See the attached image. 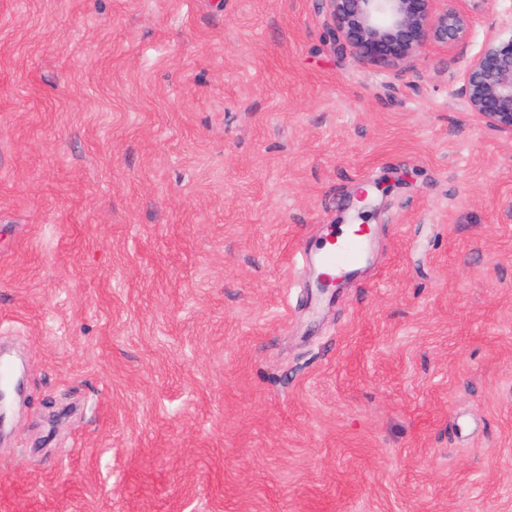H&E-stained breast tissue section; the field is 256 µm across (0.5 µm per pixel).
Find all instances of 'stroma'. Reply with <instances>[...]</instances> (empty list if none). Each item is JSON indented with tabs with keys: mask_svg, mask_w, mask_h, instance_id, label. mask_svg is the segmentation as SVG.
I'll return each mask as SVG.
<instances>
[{
	"mask_svg": "<svg viewBox=\"0 0 512 512\" xmlns=\"http://www.w3.org/2000/svg\"><path fill=\"white\" fill-rule=\"evenodd\" d=\"M471 16L387 68L320 0H0V512H512V135L459 93L512 0ZM364 227V228H363ZM348 234L330 229L325 245L317 252L315 262L327 276L339 278L361 266L369 226L365 225Z\"/></svg>",
	"mask_w": 512,
	"mask_h": 512,
	"instance_id": "stroma-1",
	"label": "stroma"
}]
</instances>
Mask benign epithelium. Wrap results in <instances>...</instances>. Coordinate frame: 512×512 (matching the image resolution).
<instances>
[{
  "mask_svg": "<svg viewBox=\"0 0 512 512\" xmlns=\"http://www.w3.org/2000/svg\"><path fill=\"white\" fill-rule=\"evenodd\" d=\"M329 32L358 61L394 66L416 56L428 40L460 43L472 32L471 14L440 8V0H322ZM460 93L490 128L512 134V32L490 37L468 64ZM21 381L0 385V427Z\"/></svg>",
  "mask_w": 512,
  "mask_h": 512,
  "instance_id": "7a95c632",
  "label": "benign epithelium"
}]
</instances>
